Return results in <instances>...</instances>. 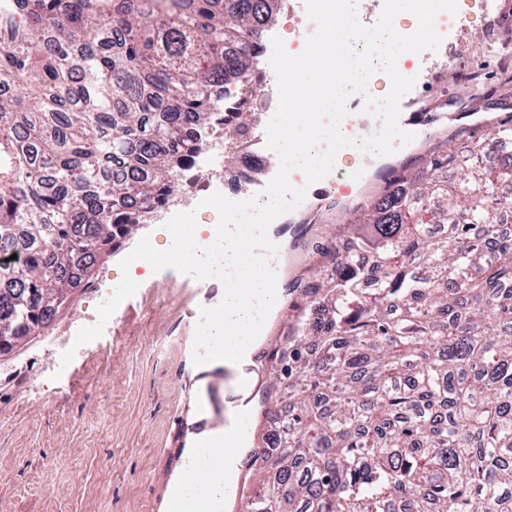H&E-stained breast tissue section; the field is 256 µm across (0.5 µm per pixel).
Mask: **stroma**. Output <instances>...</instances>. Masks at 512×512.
Segmentation results:
<instances>
[{"label": "stroma", "mask_w": 512, "mask_h": 512, "mask_svg": "<svg viewBox=\"0 0 512 512\" xmlns=\"http://www.w3.org/2000/svg\"><path fill=\"white\" fill-rule=\"evenodd\" d=\"M462 8L466 46L449 51L448 62L464 70L479 65V104L492 116L512 113V83H503L500 72L512 59V0L495 7L464 0ZM308 23L295 0H285L266 33L300 52ZM191 209L201 236H208L218 214L197 208L186 191L127 238L123 252L145 235L167 248L164 222ZM348 218L328 196L305 239L299 279L312 275L317 246ZM119 261L100 260L90 283L42 335L0 357V512H166L167 486L187 457V428L206 399L187 379L196 328L190 314L219 303L223 288L201 287L171 268L137 267L136 294L100 337L74 346L77 331L97 322L98 305L120 281ZM71 347L73 360L61 366V353Z\"/></svg>", "instance_id": "35a3bbf8"}]
</instances>
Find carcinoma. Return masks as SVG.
I'll return each instance as SVG.
<instances>
[{"label": "carcinoma", "mask_w": 512, "mask_h": 512, "mask_svg": "<svg viewBox=\"0 0 512 512\" xmlns=\"http://www.w3.org/2000/svg\"><path fill=\"white\" fill-rule=\"evenodd\" d=\"M6 0L0 336L47 327L196 168L276 0ZM292 289L247 512H512V157L457 134ZM123 174L116 177L112 167Z\"/></svg>", "instance_id": "obj_1"}]
</instances>
